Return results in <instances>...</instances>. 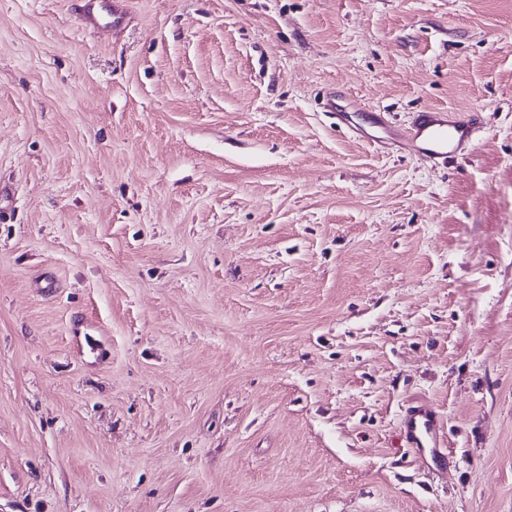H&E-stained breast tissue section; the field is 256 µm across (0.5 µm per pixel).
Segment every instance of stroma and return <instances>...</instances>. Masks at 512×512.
I'll list each match as a JSON object with an SVG mask.
<instances>
[{
    "label": "stroma",
    "instance_id": "1",
    "mask_svg": "<svg viewBox=\"0 0 512 512\" xmlns=\"http://www.w3.org/2000/svg\"><path fill=\"white\" fill-rule=\"evenodd\" d=\"M1 185L0 512H512V0H0ZM124 1L125 0H113L112 2H108V5L112 6V8H105L104 12L98 11L96 2L90 3L84 14H80L78 18L82 23L89 24L95 29L116 26V17L122 10L119 5L125 3ZM480 112H437L426 109L417 112L405 127L394 126L386 112L382 122L396 128L410 146V154L434 165L446 164L461 155L466 143H471L481 128ZM439 415L430 405L412 406L403 418L402 427L408 448L422 457L426 448H436Z\"/></svg>",
    "mask_w": 512,
    "mask_h": 512
}]
</instances>
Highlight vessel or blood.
I'll return each instance as SVG.
<instances>
[{"mask_svg":"<svg viewBox=\"0 0 512 512\" xmlns=\"http://www.w3.org/2000/svg\"><path fill=\"white\" fill-rule=\"evenodd\" d=\"M123 2L113 0L112 7L102 11L96 5H88L80 20L96 29L115 26ZM480 128L478 112L426 109L416 113L412 121L401 128L400 134L408 143L412 156L439 165L458 157ZM438 422L439 415L432 406H413L406 411L402 421L403 433L415 455L424 456L426 449L434 447Z\"/></svg>","mask_w":512,"mask_h":512,"instance_id":"vessel-or-blood-1","label":"vessel or blood"}]
</instances>
